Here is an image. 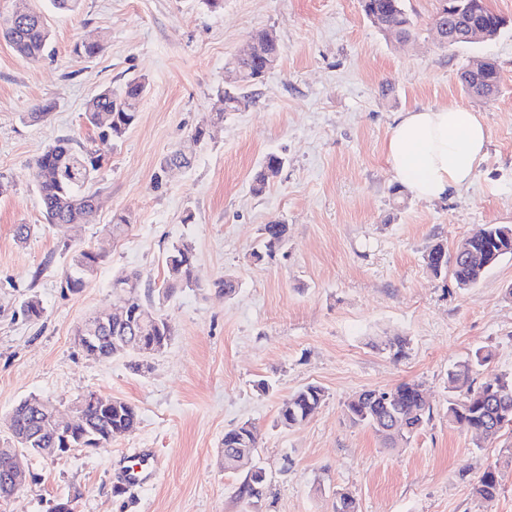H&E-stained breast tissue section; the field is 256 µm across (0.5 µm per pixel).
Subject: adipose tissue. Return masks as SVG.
<instances>
[{"label":"adipose tissue","mask_w":512,"mask_h":512,"mask_svg":"<svg viewBox=\"0 0 512 512\" xmlns=\"http://www.w3.org/2000/svg\"><path fill=\"white\" fill-rule=\"evenodd\" d=\"M487 141L480 113L443 105L399 113L385 152L397 179L417 197L439 200L472 182L485 159Z\"/></svg>","instance_id":"ef3b65f1"}]
</instances>
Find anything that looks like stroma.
<instances>
[{
  "instance_id": "1",
  "label": "stroma",
  "mask_w": 512,
  "mask_h": 512,
  "mask_svg": "<svg viewBox=\"0 0 512 512\" xmlns=\"http://www.w3.org/2000/svg\"><path fill=\"white\" fill-rule=\"evenodd\" d=\"M509 21L486 44L440 47L430 21L437 0H405L417 22L401 43L373 27L359 0H81L51 14L50 54L28 61L0 39V442L20 400L50 401L60 419L93 392L136 406L135 431L58 460L29 457L37 477L0 512H51L75 497V512H336L338 493L359 512H512V466L490 504L473 493L482 473L512 448V427L478 442L449 422L448 402L466 394L449 372L475 352L490 359L472 377L512 373V255L471 288L427 268L429 247L455 249L487 224L512 223V0H490ZM276 32L282 55L250 105L211 129L187 168L164 159L210 113L224 65L250 33ZM88 34L102 37L92 59L72 55ZM497 61L502 81L488 100L458 81L471 61ZM145 77L149 91L120 143L93 141L81 114L102 87ZM51 101L49 118H27ZM457 105L482 115L488 154L471 185L433 202L399 187L385 144L396 116ZM92 142L104 158L89 221L45 223L30 163L56 138ZM285 166L262 195L252 179L268 154ZM131 229L112 240V217ZM278 220L288 240L275 258L251 262L260 229ZM20 224L31 237L15 238ZM106 257L75 293L61 283L75 248ZM195 248L198 285L162 307L174 334L132 368L127 358L97 362L74 343L77 327L114 300L112 278L134 272L143 287H165L166 250ZM233 275L237 292L215 281ZM43 306L39 320L20 306ZM400 336L405 357L385 344ZM422 383L432 408L424 429L402 448L384 447L354 425L345 403L355 393ZM320 386L325 400L293 429L276 424L297 388ZM249 422L259 430L260 498L239 497L244 472L224 469V433ZM157 458L155 471L115 494L133 451Z\"/></svg>"
}]
</instances>
